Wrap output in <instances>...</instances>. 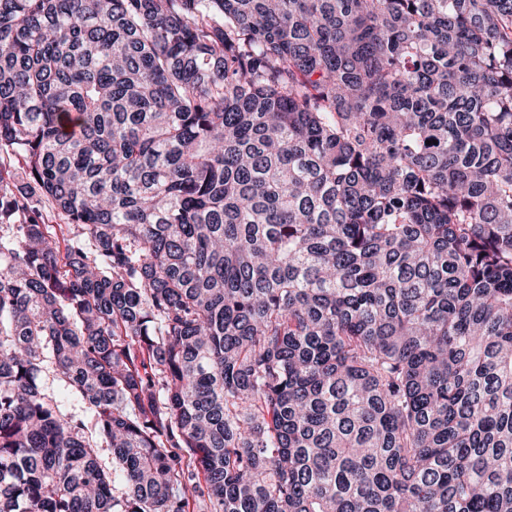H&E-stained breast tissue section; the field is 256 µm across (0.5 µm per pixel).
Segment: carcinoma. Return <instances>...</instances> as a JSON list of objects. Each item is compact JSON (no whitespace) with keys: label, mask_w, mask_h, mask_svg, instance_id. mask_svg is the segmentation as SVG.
Segmentation results:
<instances>
[{"label":"carcinoma","mask_w":512,"mask_h":512,"mask_svg":"<svg viewBox=\"0 0 512 512\" xmlns=\"http://www.w3.org/2000/svg\"><path fill=\"white\" fill-rule=\"evenodd\" d=\"M191 503L512 512V0H0V512ZM41 380L47 392L62 406H64L72 414L81 416L84 414L82 405L72 399L66 388L61 386L57 381L53 380L51 372L45 371L41 375Z\"/></svg>","instance_id":"cac0c4a2"}]
</instances>
